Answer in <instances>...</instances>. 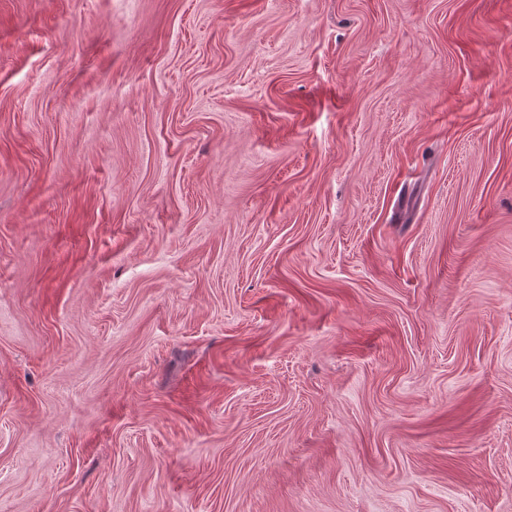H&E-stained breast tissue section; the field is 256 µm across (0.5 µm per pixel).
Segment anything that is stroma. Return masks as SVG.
<instances>
[{
  "instance_id": "stroma-1",
  "label": "stroma",
  "mask_w": 512,
  "mask_h": 512,
  "mask_svg": "<svg viewBox=\"0 0 512 512\" xmlns=\"http://www.w3.org/2000/svg\"><path fill=\"white\" fill-rule=\"evenodd\" d=\"M0 512H512V0H0Z\"/></svg>"
}]
</instances>
